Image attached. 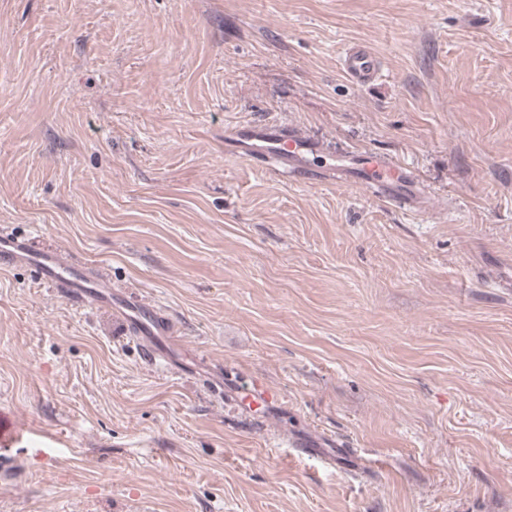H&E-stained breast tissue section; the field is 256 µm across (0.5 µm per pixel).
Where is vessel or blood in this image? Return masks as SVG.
<instances>
[{"mask_svg":"<svg viewBox=\"0 0 512 512\" xmlns=\"http://www.w3.org/2000/svg\"><path fill=\"white\" fill-rule=\"evenodd\" d=\"M347 77L360 86L375 82L380 76L378 61L368 47L351 46L341 56ZM226 152L260 160L275 158L291 168L302 166L308 156L321 153L320 141L301 134L283 135L275 124L256 126L238 124L224 131ZM339 182L370 189L378 197L391 202L413 203L420 197L421 187L409 177L396 161L376 155H353L347 164L338 166ZM0 265H28L40 274L42 283L54 288L61 296L80 304L92 303L117 310L126 325H139L144 352L152 362L166 361L170 356L168 336L172 322L152 307L128 305L124 293L113 286L105 269L86 275L58 250L35 244L32 239L8 232L0 233Z\"/></svg>","mask_w":512,"mask_h":512,"instance_id":"vessel-or-blood-1","label":"vessel or blood"}]
</instances>
